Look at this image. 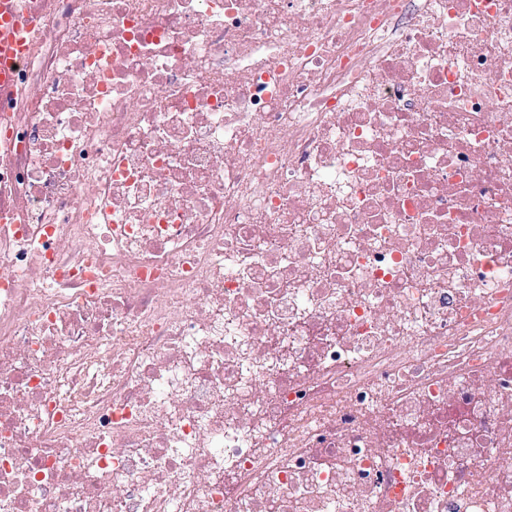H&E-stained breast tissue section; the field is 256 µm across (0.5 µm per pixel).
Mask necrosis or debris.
<instances>
[{
    "mask_svg": "<svg viewBox=\"0 0 512 512\" xmlns=\"http://www.w3.org/2000/svg\"><path fill=\"white\" fill-rule=\"evenodd\" d=\"M0 512H512V0H19Z\"/></svg>",
    "mask_w": 512,
    "mask_h": 512,
    "instance_id": "necrosis-or-debris-1",
    "label": "necrosis or debris"
}]
</instances>
